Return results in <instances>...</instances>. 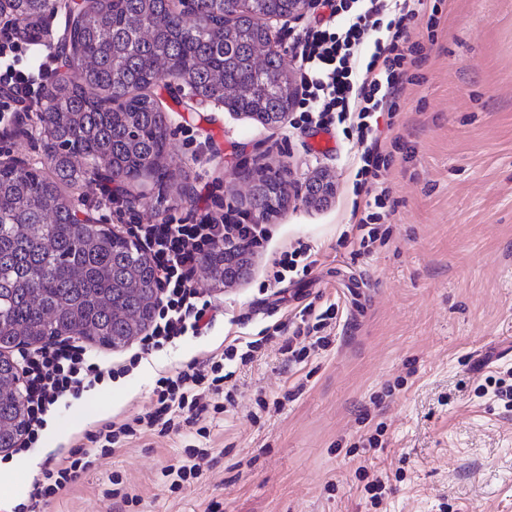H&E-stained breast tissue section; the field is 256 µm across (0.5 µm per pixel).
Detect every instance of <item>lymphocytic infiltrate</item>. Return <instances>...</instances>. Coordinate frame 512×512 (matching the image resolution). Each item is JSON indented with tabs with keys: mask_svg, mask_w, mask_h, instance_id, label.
<instances>
[{
	"mask_svg": "<svg viewBox=\"0 0 512 512\" xmlns=\"http://www.w3.org/2000/svg\"><path fill=\"white\" fill-rule=\"evenodd\" d=\"M440 2L321 0V18L292 41L301 71L302 127H339L352 142L353 192L366 198L352 228V243L362 254L372 252L378 225L392 214L385 174L393 155L381 146L379 118L398 112L405 85L416 80L411 68L422 46L411 40V24L423 17L427 29H434ZM53 61L47 46L39 42L35 25L0 27V123L18 109L40 104L56 74ZM128 232L151 252L162 291L152 329L140 340L144 355L175 346L185 336L206 335L214 325L218 307L193 286L205 254L238 244L259 247L269 237L266 225L210 216L195 224L176 218L164 224H132ZM314 265L310 246L298 244L274 255L273 280L281 284L304 278ZM335 316L334 304H307L294 325L279 323L251 338H233L222 353L205 362L193 360L175 374L159 377L151 409L126 422L103 424L89 434V447L71 449L66 465L45 469L14 512H47L51 500L81 478L91 457L111 453L130 438L147 432L180 435L191 428L206 436L207 417L226 412L233 404L231 382L241 365L274 340L280 341L288 361H303L307 350L294 347V338L313 334L319 346H328L323 331ZM16 362L27 378L24 405L32 444L38 442L48 413L67 399L81 398L101 376L86 347L74 341L18 351Z\"/></svg>",
	"mask_w": 512,
	"mask_h": 512,
	"instance_id": "1",
	"label": "lymphocytic infiltrate"
}]
</instances>
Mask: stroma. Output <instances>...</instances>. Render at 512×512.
<instances>
[{
  "label": "stroma",
  "instance_id": "obj_1",
  "mask_svg": "<svg viewBox=\"0 0 512 512\" xmlns=\"http://www.w3.org/2000/svg\"><path fill=\"white\" fill-rule=\"evenodd\" d=\"M321 9L267 18L289 71L292 37ZM420 83L407 86L386 143H397L388 183L393 215L387 240L356 255L344 233L352 223L353 153L344 136L328 155L309 147L297 113L274 126L230 108L199 110L165 83L151 93L168 115L174 168L194 200L159 192L153 178L121 184L113 200L99 184L75 189L97 223L127 226L175 216L248 210V176L269 168L291 184L287 206L267 216L270 240L253 249L247 274L224 286L199 276L195 286L224 309L208 335L183 340L128 372L129 340L107 347L80 337L100 362L101 381L47 417L28 451L0 459L24 502L41 469L86 442L72 433L81 417L125 419L149 406L156 380L191 359L206 360L225 336H251L288 321L305 304L332 302L328 347L291 365L267 346L237 373L232 412L207 419L199 447L211 466L171 489L163 467L187 440L148 434L99 456L57 498L53 512H512V409L485 388L512 384V0H444L435 40L425 22ZM38 113L0 124V160L46 162ZM328 172L327 205L305 200L315 172ZM310 243L318 262L303 280L283 284L274 317L259 315L270 252ZM281 410H259V395ZM384 487L371 493L374 476ZM121 485L125 496L112 495Z\"/></svg>",
  "mask_w": 512,
  "mask_h": 512
}]
</instances>
